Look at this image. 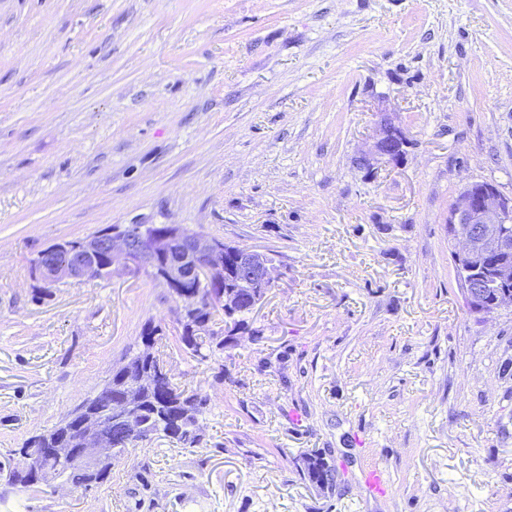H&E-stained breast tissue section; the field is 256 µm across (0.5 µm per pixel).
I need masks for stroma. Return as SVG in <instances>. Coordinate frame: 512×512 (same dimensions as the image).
Here are the masks:
<instances>
[{
  "label": "stroma",
  "instance_id": "1",
  "mask_svg": "<svg viewBox=\"0 0 512 512\" xmlns=\"http://www.w3.org/2000/svg\"><path fill=\"white\" fill-rule=\"evenodd\" d=\"M384 115L404 154L362 167ZM472 183L512 196V0H0L1 461L146 323L177 334L163 284L45 291L39 251L176 224L279 269L258 338L170 350L209 398L200 445L0 512H512V309L469 310L448 234ZM370 464L389 496H365ZM306 474L310 482L314 484L329 483L335 467L329 465L320 453L310 454L306 457Z\"/></svg>",
  "mask_w": 512,
  "mask_h": 512
}]
</instances>
